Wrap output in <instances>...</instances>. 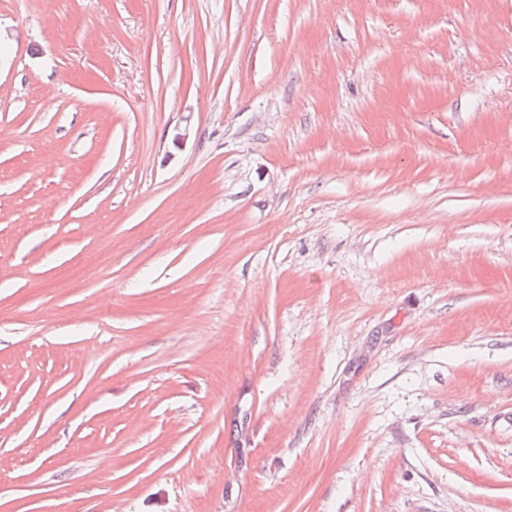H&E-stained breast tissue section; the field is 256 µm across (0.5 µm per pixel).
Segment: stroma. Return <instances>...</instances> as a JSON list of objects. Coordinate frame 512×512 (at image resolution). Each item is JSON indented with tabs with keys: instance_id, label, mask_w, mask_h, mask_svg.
Wrapping results in <instances>:
<instances>
[{
	"instance_id": "35a3bbf8",
	"label": "stroma",
	"mask_w": 512,
	"mask_h": 512,
	"mask_svg": "<svg viewBox=\"0 0 512 512\" xmlns=\"http://www.w3.org/2000/svg\"><path fill=\"white\" fill-rule=\"evenodd\" d=\"M0 512H512V0H0Z\"/></svg>"
}]
</instances>
